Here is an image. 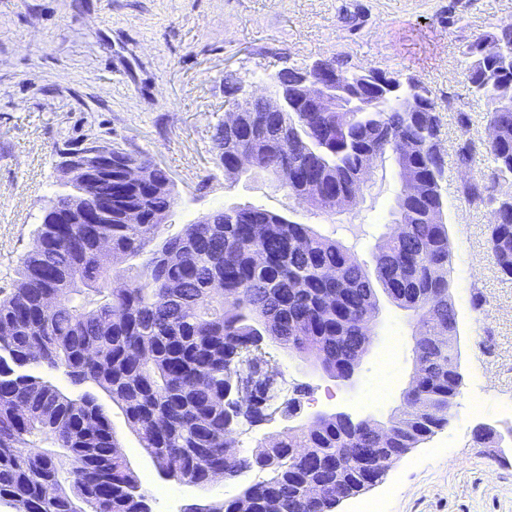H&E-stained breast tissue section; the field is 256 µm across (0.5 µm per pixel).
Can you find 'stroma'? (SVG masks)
<instances>
[{
    "instance_id": "35a3bbf8",
    "label": "stroma",
    "mask_w": 512,
    "mask_h": 512,
    "mask_svg": "<svg viewBox=\"0 0 512 512\" xmlns=\"http://www.w3.org/2000/svg\"><path fill=\"white\" fill-rule=\"evenodd\" d=\"M510 18L512 0H0V290L12 287L43 207L63 189L66 153L90 139L148 157L169 174L176 205L162 237L209 210L253 205L336 235L373 269L399 191L392 160L376 161L358 203L329 217L264 174L228 178L213 156L228 115L224 84L230 77L273 100L280 68L339 54L419 76L438 103L462 385L447 425L335 512H358L370 500L384 512H512V444L473 442L479 425L512 423L503 411L512 402V279L487 252V208L457 192L467 172L454 152L459 139L488 138L485 105L469 91L465 46ZM414 333L410 312L383 295L372 343L349 382L277 345L267 351L285 393L304 388V415L340 409L383 424L412 377ZM478 389L486 406L475 413ZM99 401L152 512L219 502L264 478L248 471L203 488L161 481L120 407L104 394Z\"/></svg>"
}]
</instances>
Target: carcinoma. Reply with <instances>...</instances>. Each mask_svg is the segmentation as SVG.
Returning a JSON list of instances; mask_svg holds the SVG:
<instances>
[{
    "instance_id": "carcinoma-1",
    "label": "carcinoma",
    "mask_w": 512,
    "mask_h": 512,
    "mask_svg": "<svg viewBox=\"0 0 512 512\" xmlns=\"http://www.w3.org/2000/svg\"><path fill=\"white\" fill-rule=\"evenodd\" d=\"M512 21L466 45L470 92L484 101L494 136L483 144L488 172L460 186L471 205L490 209L487 246L498 271L512 278V205H499L502 184L512 180ZM325 61L340 71L342 88H363V67L345 56ZM399 90L368 108L349 112L237 113L250 130L240 138L215 135L214 158L234 170L249 153L286 196L295 187L282 175L308 184L331 214L361 191L357 173L369 153L393 160L400 184L391 230L374 255L371 279L342 241L307 224L251 206L224 212V223L185 225L112 287L113 261L141 258L159 236V220L176 204L172 180L150 159L120 147L121 161L143 172L124 184L112 170V188L68 180L77 194L58 193L36 229L35 244L20 259L18 279L0 290V503L14 512H151L149 496L130 468L112 422L93 390L112 398L151 457L158 476L204 487L217 471L233 480L246 471L271 476L206 512H335L340 486L355 495L382 480L398 455L448 423L458 394L456 337L448 327L453 249L448 225L429 212L445 209L439 180L443 154L430 134L437 103L416 75L392 73ZM280 127L286 141L269 137ZM413 147L409 166L399 144ZM477 148L456 144L458 165L470 168ZM424 183L418 199L403 195L407 177ZM112 194L104 224H76L82 212ZM137 221H127L129 212ZM415 316L414 364L422 375L385 425L370 429L331 415L272 435L243 454L229 446L235 425L265 418L280 397L272 384L266 346L276 344L345 378L364 348V311L377 303L374 283ZM55 309L44 313L46 298ZM241 369L253 381L239 403ZM63 375V392L50 376ZM44 442L58 450L41 447ZM363 448H381L378 464L360 465ZM324 488L313 503L305 486Z\"/></svg>"
}]
</instances>
